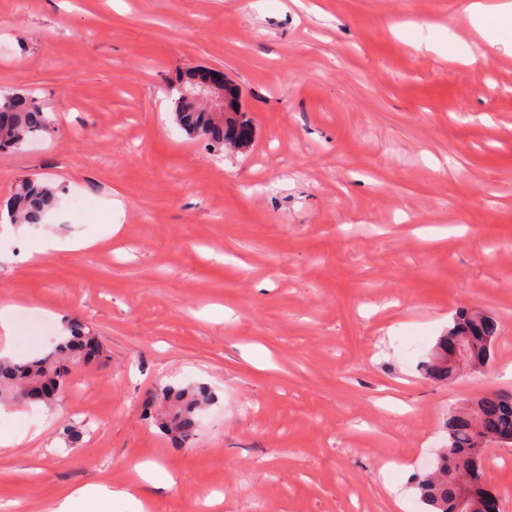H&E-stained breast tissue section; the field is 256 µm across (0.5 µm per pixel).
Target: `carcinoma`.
<instances>
[{"label": "carcinoma", "mask_w": 512, "mask_h": 512, "mask_svg": "<svg viewBox=\"0 0 512 512\" xmlns=\"http://www.w3.org/2000/svg\"><path fill=\"white\" fill-rule=\"evenodd\" d=\"M174 119L191 140L205 141L222 149L228 144L250 142L248 119L232 112L224 120L199 101L185 99L174 90L169 94ZM51 121L43 108L18 93L0 95V150H20L35 138L51 132ZM57 199V189L38 178H24L16 185L7 205L12 224L37 226ZM68 335L60 337L52 350L40 358L14 361L0 358V400L29 402L31 386L41 380L61 385L76 364L97 361L103 347L90 326L73 317L67 322ZM498 322L486 312L459 311L448 332L440 339L424 373L450 382L466 368L479 370L494 359ZM164 404L160 428L172 440L186 441L199 427L198 412L208 404L211 393L205 388L164 385L157 392ZM447 440L433 466L419 475L416 488L430 512H483V457H474L481 442L512 438V393H496L473 399L467 407L448 416Z\"/></svg>", "instance_id": "carcinoma-1"}]
</instances>
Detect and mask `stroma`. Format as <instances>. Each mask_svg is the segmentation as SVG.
<instances>
[{"label":"stroma","mask_w":512,"mask_h":512,"mask_svg":"<svg viewBox=\"0 0 512 512\" xmlns=\"http://www.w3.org/2000/svg\"><path fill=\"white\" fill-rule=\"evenodd\" d=\"M448 32L478 63L423 49ZM194 67L234 85L249 148L180 132L166 90ZM0 89L53 127L0 151V206L60 189L39 227L0 223V355L73 316L104 349L55 403L0 406V512L86 484L145 512H425L418 464L384 460L512 392V49L457 0H0ZM51 238L92 246L29 256ZM463 308L496 317L494 360L433 380ZM168 383L213 395L183 448L145 411ZM485 474L512 512V448Z\"/></svg>","instance_id":"35a3bbf8"}]
</instances>
